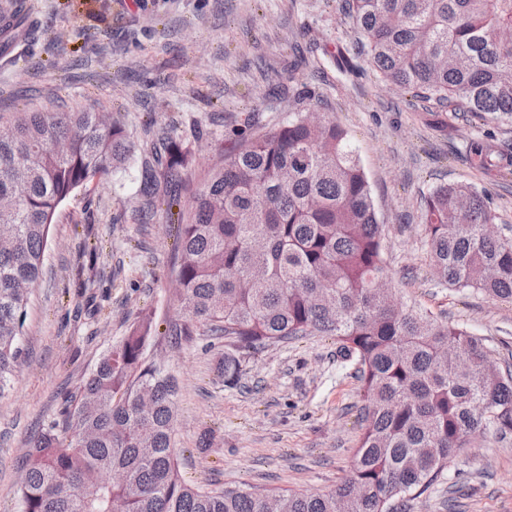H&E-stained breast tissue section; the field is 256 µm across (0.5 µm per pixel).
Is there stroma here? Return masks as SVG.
<instances>
[{
    "label": "stroma",
    "instance_id": "obj_1",
    "mask_svg": "<svg viewBox=\"0 0 512 512\" xmlns=\"http://www.w3.org/2000/svg\"><path fill=\"white\" fill-rule=\"evenodd\" d=\"M42 21L29 56L0 69V112L58 106L112 114L133 140L148 120L189 135V206L230 148L246 116L274 125L288 106L269 89L314 91L315 109L348 132L383 226L385 271L398 301L464 326L497 357L512 353V301L448 288L423 244L420 202L440 182L487 191L499 223L512 224V123L449 114L447 132L428 103L386 86L361 55L353 24L335 0H28ZM344 51L353 66L335 65ZM492 140L501 167H477L469 142ZM139 157L78 190L59 208L39 288L20 338L22 364L0 396V512H21L22 455L55 418L109 344L135 318L176 319L170 269L176 230L165 210L140 224ZM98 254L88 285L78 268ZM236 354L235 384L218 371ZM180 385L174 448L183 476L206 488L327 492L351 473L362 434L358 364L336 339L306 336L255 351L195 336L147 348ZM407 512H512V437L485 436L449 461Z\"/></svg>",
    "mask_w": 512,
    "mask_h": 512
}]
</instances>
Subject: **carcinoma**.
I'll return each mask as SVG.
<instances>
[{"label": "carcinoma", "mask_w": 512, "mask_h": 512, "mask_svg": "<svg viewBox=\"0 0 512 512\" xmlns=\"http://www.w3.org/2000/svg\"><path fill=\"white\" fill-rule=\"evenodd\" d=\"M383 81L483 120L512 119V0H336ZM38 18L25 0L0 5V66L29 53ZM291 112L277 127L247 121L195 191L190 208L170 195L178 225L172 278L176 339L212 336L238 348L319 334L357 360L366 400L363 433L348 478L335 489L275 493L280 512H396L426 492L473 439L512 433V364L485 339L421 309L392 306L371 188L348 132L314 123L309 98L281 83ZM142 158L146 216L192 158L172 131L140 145L99 112H0V394L21 360L20 336L39 287L58 208L77 190ZM482 168L490 144L471 145ZM177 212H172L173 207ZM424 245L439 281L512 300V225L486 233L490 197L466 183H438L420 208ZM156 330L137 316L68 396L60 417L28 445L22 512H265L266 493L207 490L182 475L171 445L177 384L146 355ZM224 356V381L240 376Z\"/></svg>", "instance_id": "obj_1"}]
</instances>
